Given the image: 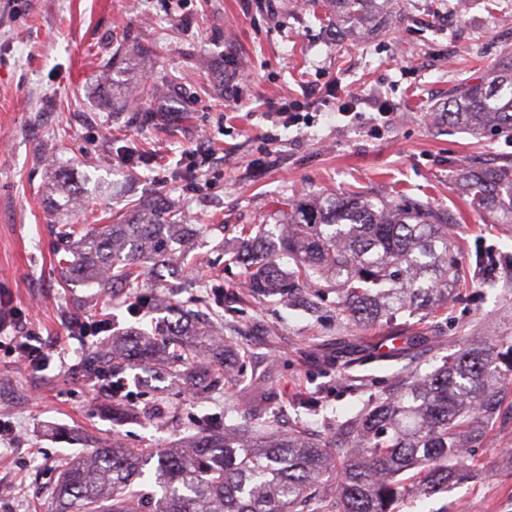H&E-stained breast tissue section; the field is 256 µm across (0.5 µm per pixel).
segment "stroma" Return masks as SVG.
I'll use <instances>...</instances> for the list:
<instances>
[{
    "label": "stroma",
    "instance_id": "1",
    "mask_svg": "<svg viewBox=\"0 0 512 512\" xmlns=\"http://www.w3.org/2000/svg\"><path fill=\"white\" fill-rule=\"evenodd\" d=\"M406 0L371 31L331 35L308 0H0V297L44 339L40 372L0 347V420L16 434L0 443V512L48 505L57 474L82 444L120 435L132 448L171 447L225 405L262 411L267 432L304 426L323 440L411 371L426 373L481 337L512 336V273L484 276L493 254H512V224H492L456 184L460 171L512 162V139L428 123L462 83L481 82L512 61V0ZM147 87L150 106L113 111L127 89ZM65 152H58V144ZM136 143L133 162L120 146ZM80 183L98 197L77 223L106 224L130 199L159 193L194 224H258L284 200L364 191L428 203L448 218L453 256L468 275L441 315H398L367 329L347 324L333 300L306 311L279 298L240 301V270L205 238L199 283L223 285L216 338L234 377L201 398L149 369L128 370L126 405L148 419L119 424L112 399L81 370L95 342L140 330L114 303L112 332L77 336L94 319L91 291L65 283L53 252L51 184ZM425 328L431 343L405 338ZM333 359L323 368L324 359ZM322 398L304 414L297 392ZM478 469L406 512H512V419L493 423L469 448Z\"/></svg>",
    "mask_w": 512,
    "mask_h": 512
}]
</instances>
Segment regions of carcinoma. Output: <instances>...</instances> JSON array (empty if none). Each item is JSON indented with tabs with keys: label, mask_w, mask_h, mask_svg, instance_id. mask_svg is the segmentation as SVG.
<instances>
[{
	"label": "carcinoma",
	"mask_w": 512,
	"mask_h": 512,
	"mask_svg": "<svg viewBox=\"0 0 512 512\" xmlns=\"http://www.w3.org/2000/svg\"><path fill=\"white\" fill-rule=\"evenodd\" d=\"M336 21L367 25L388 0H326ZM436 121L481 135L512 137V65L448 98ZM457 183L472 206L512 223V165L465 170ZM54 250L65 281L95 289L101 305L120 295L127 314L144 316L163 297L147 276L183 258L195 238L222 224L186 223L183 212L144 196L132 213L76 230L63 221L83 197L58 189ZM448 219L428 205H392L373 197H300L273 222L243 224L224 250L253 299L336 294V310L369 327L400 313L432 314L467 285L452 259ZM288 258L294 270L284 272ZM218 293L169 305L175 321L153 333L89 352L84 370L123 390L130 367L159 364L204 393L219 374L210 354ZM512 388V336L469 344L430 373L411 376L388 397L371 399L317 442L297 428L286 435L231 407L204 416L198 434L175 448H129L117 437L74 457L59 473L50 512H403L412 501L448 489L473 472L465 445L482 437ZM114 420L136 423L134 407L113 403ZM156 461L150 471L145 468Z\"/></svg>",
	"instance_id": "carcinoma-1"
}]
</instances>
